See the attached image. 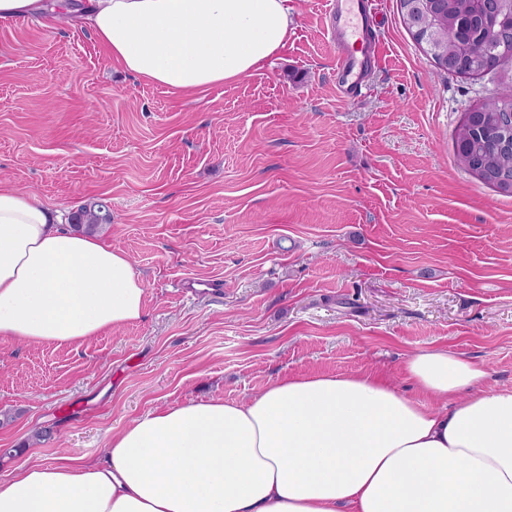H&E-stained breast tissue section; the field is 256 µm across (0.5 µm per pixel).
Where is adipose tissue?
<instances>
[{"instance_id": "adipose-tissue-1", "label": "adipose tissue", "mask_w": 512, "mask_h": 512, "mask_svg": "<svg viewBox=\"0 0 512 512\" xmlns=\"http://www.w3.org/2000/svg\"><path fill=\"white\" fill-rule=\"evenodd\" d=\"M62 14L179 96L260 69L292 23L288 0H0V21ZM145 300L124 251L0 183V339L77 348ZM404 374L406 392L362 372L288 376L244 402L148 413L98 461L20 465L0 512H512V388L444 348Z\"/></svg>"}]
</instances>
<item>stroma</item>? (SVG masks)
Returning a JSON list of instances; mask_svg holds the SVG:
<instances>
[{
  "instance_id": "obj_1",
  "label": "stroma",
  "mask_w": 512,
  "mask_h": 512,
  "mask_svg": "<svg viewBox=\"0 0 512 512\" xmlns=\"http://www.w3.org/2000/svg\"><path fill=\"white\" fill-rule=\"evenodd\" d=\"M326 9L294 0L287 46L200 99L116 70L67 19L0 23V181L65 220L108 200L97 234L147 288L139 321L79 349L0 340V485L30 458L97 459L147 413L288 375L401 387L422 349L512 388V196L453 146L512 78L438 70L398 0H378L380 67L341 99Z\"/></svg>"
}]
</instances>
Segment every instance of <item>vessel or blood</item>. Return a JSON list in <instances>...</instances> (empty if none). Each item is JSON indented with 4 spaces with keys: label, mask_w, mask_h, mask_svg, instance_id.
I'll return each instance as SVG.
<instances>
[{
    "label": "vessel or blood",
    "mask_w": 512,
    "mask_h": 512,
    "mask_svg": "<svg viewBox=\"0 0 512 512\" xmlns=\"http://www.w3.org/2000/svg\"><path fill=\"white\" fill-rule=\"evenodd\" d=\"M374 0H329L327 33L340 47L336 58V89L348 98L361 92L367 73L379 62L378 43L368 22Z\"/></svg>",
    "instance_id": "obj_1"
}]
</instances>
